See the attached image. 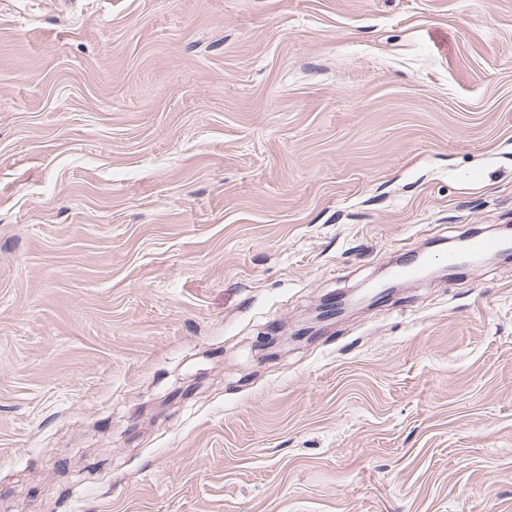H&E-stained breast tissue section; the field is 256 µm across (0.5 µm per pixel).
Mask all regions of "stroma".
Instances as JSON below:
<instances>
[{
    "label": "stroma",
    "instance_id": "stroma-1",
    "mask_svg": "<svg viewBox=\"0 0 512 512\" xmlns=\"http://www.w3.org/2000/svg\"><path fill=\"white\" fill-rule=\"evenodd\" d=\"M512 0H0V512H512ZM408 261L398 264L392 271V275L399 279H411L417 276L420 271L429 267L435 261V257L429 254L413 253L407 256ZM329 308L330 307H320L310 313V315L304 320L302 327L292 332L290 336H288L287 332L282 336L272 338L270 348L278 349L287 346L291 341H299L304 338L305 335L313 332L319 324H322L339 314V311L337 310L336 315L332 316L329 312Z\"/></svg>",
    "mask_w": 512,
    "mask_h": 512
}]
</instances>
